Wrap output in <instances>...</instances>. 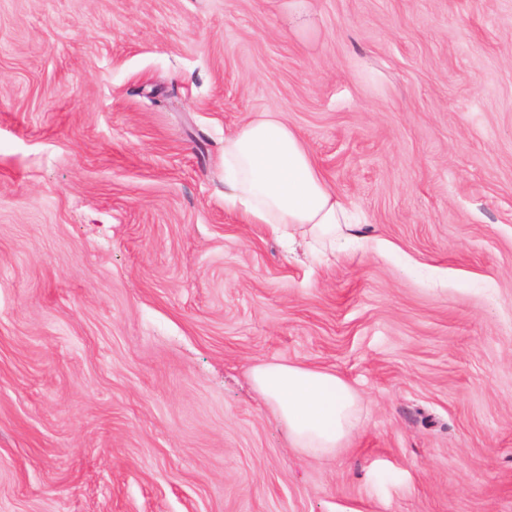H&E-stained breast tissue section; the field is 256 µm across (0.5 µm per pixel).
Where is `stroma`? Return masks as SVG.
Listing matches in <instances>:
<instances>
[{"instance_id":"obj_1","label":"stroma","mask_w":512,"mask_h":512,"mask_svg":"<svg viewBox=\"0 0 512 512\" xmlns=\"http://www.w3.org/2000/svg\"><path fill=\"white\" fill-rule=\"evenodd\" d=\"M266 110L365 250L225 207ZM0 512H512V0H0ZM251 377L288 427L294 448L331 456L349 447L358 430L360 401L344 378L284 363L257 365Z\"/></svg>"}]
</instances>
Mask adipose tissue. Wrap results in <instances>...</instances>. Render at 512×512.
Masks as SVG:
<instances>
[{"mask_svg": "<svg viewBox=\"0 0 512 512\" xmlns=\"http://www.w3.org/2000/svg\"><path fill=\"white\" fill-rule=\"evenodd\" d=\"M224 202L251 224H268L276 232L302 227L323 247L340 249L362 240L354 216L305 141L272 111L225 136ZM251 377L295 448L331 456L349 447L360 401L344 378L284 363L257 365Z\"/></svg>", "mask_w": 512, "mask_h": 512, "instance_id": "1", "label": "adipose tissue"}]
</instances>
